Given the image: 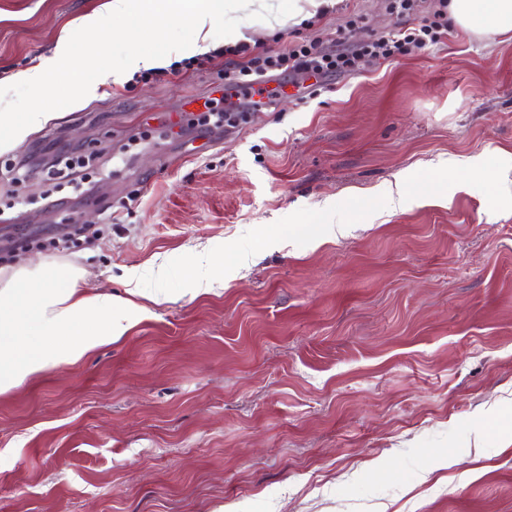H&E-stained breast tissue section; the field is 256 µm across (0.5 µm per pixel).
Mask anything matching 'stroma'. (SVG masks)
I'll return each instance as SVG.
<instances>
[{
    "label": "stroma",
    "instance_id": "35a3bbf8",
    "mask_svg": "<svg viewBox=\"0 0 512 512\" xmlns=\"http://www.w3.org/2000/svg\"><path fill=\"white\" fill-rule=\"evenodd\" d=\"M105 2L0 0V86ZM435 9L245 0L210 51L0 149V267L73 262L127 327L0 395V512H512V35L451 25L231 127L169 131L247 60L217 48L343 50ZM76 151L100 174L52 186ZM400 175L409 202L381 214ZM68 224L98 234L51 247Z\"/></svg>",
    "mask_w": 512,
    "mask_h": 512
}]
</instances>
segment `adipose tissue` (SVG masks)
I'll list each match as a JSON object with an SVG mask.
<instances>
[{
    "label": "adipose tissue",
    "instance_id": "1",
    "mask_svg": "<svg viewBox=\"0 0 512 512\" xmlns=\"http://www.w3.org/2000/svg\"><path fill=\"white\" fill-rule=\"evenodd\" d=\"M240 0H154L158 17L190 22L196 40L187 54L200 52L213 17ZM453 25L479 35L512 33V0H450ZM80 267L70 262L0 268V394L49 370L79 362L112 344L126 328L112 318L110 293L82 288Z\"/></svg>",
    "mask_w": 512,
    "mask_h": 512
}]
</instances>
